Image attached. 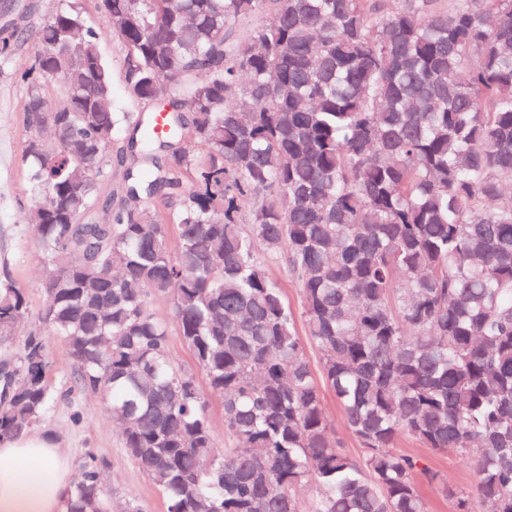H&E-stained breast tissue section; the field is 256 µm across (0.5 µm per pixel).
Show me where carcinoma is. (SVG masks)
<instances>
[{
	"label": "carcinoma",
	"instance_id": "1",
	"mask_svg": "<svg viewBox=\"0 0 512 512\" xmlns=\"http://www.w3.org/2000/svg\"><path fill=\"white\" fill-rule=\"evenodd\" d=\"M98 2L166 131L114 111L101 32L65 0L22 103L48 303L22 330L0 275V441L50 411L56 341L167 512H428L402 435L474 466L457 512H512V0ZM104 466L85 453L68 512H112ZM269 273L275 278L283 291L284 297L293 310L298 309L300 303V290L298 283L291 277L285 266L272 263L269 265ZM324 404L327 415L334 426L336 435L339 437L340 441L344 445V449L352 457H360L363 453V448H361L357 440L345 429L340 408L330 392L325 393Z\"/></svg>",
	"mask_w": 512,
	"mask_h": 512
}]
</instances>
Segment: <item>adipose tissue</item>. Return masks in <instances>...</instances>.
Listing matches in <instances>:
<instances>
[{"mask_svg": "<svg viewBox=\"0 0 512 512\" xmlns=\"http://www.w3.org/2000/svg\"><path fill=\"white\" fill-rule=\"evenodd\" d=\"M70 461L49 435L0 442V512H66Z\"/></svg>", "mask_w": 512, "mask_h": 512, "instance_id": "ef3b65f1", "label": "adipose tissue"}]
</instances>
